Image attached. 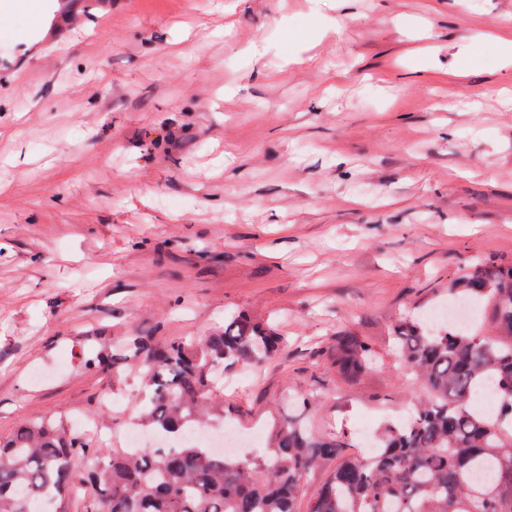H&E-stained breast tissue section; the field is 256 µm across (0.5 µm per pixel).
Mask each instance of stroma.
I'll use <instances>...</instances> for the list:
<instances>
[{"mask_svg":"<svg viewBox=\"0 0 512 512\" xmlns=\"http://www.w3.org/2000/svg\"><path fill=\"white\" fill-rule=\"evenodd\" d=\"M0 52L2 439L82 415L125 447L140 379L87 370L95 340L236 310L284 338L224 373L211 429L242 458L278 418L399 421L425 389L394 325L512 262V0H112L105 27ZM339 333L376 353L357 381ZM328 357L339 376L353 381L371 370L374 353L366 341L351 334H341L336 336Z\"/></svg>","mask_w":512,"mask_h":512,"instance_id":"1","label":"stroma"}]
</instances>
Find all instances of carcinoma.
I'll list each match as a JSON object with an SVG mask.
<instances>
[{"instance_id": "1", "label": "carcinoma", "mask_w": 512, "mask_h": 512, "mask_svg": "<svg viewBox=\"0 0 512 512\" xmlns=\"http://www.w3.org/2000/svg\"><path fill=\"white\" fill-rule=\"evenodd\" d=\"M486 308L492 326H433L399 321L394 347L428 396L404 424L377 435L371 456L345 435L314 433L283 420L267 456L226 459L181 435L201 426L221 368L274 357L275 327L244 312L201 339L128 336L93 350L86 368L114 375L135 365L144 383L139 418L171 446L133 453L52 417H37L0 440V512H32L36 499L80 502V512H512V265L483 262L448 289ZM374 353L351 334L329 352L348 381L371 370ZM491 386L489 415L473 404ZM321 462L328 480L310 497L304 485Z\"/></svg>"}]
</instances>
